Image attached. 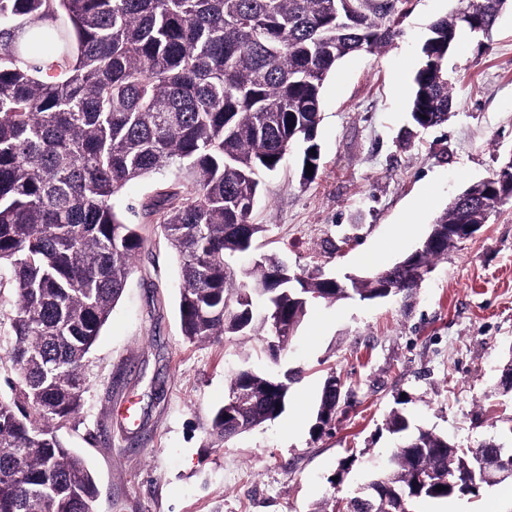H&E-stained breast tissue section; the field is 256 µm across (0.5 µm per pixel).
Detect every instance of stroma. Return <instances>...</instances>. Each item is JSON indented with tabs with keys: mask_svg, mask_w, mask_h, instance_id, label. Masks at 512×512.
Masks as SVG:
<instances>
[{
	"mask_svg": "<svg viewBox=\"0 0 512 512\" xmlns=\"http://www.w3.org/2000/svg\"><path fill=\"white\" fill-rule=\"evenodd\" d=\"M454 0H405L391 45L348 56L322 88L315 179L299 155L261 176L251 221L260 254L298 273L367 275L368 254L399 238L392 265L415 250L433 219L512 152V7L487 36L462 34L448 58L454 107L445 124L411 133L413 78L428 24ZM436 200L419 209L427 192ZM87 362L79 415L63 429L96 474L94 512H318L388 466L399 411L475 448L512 444V204L456 241L419 288L388 300L316 301L287 348L270 357L253 336L217 345L182 336L178 263L155 225ZM244 369L297 371L276 420L223 442L212 413ZM344 383L324 433L313 425L328 375ZM512 481L478 496L423 501L410 512H512Z\"/></svg>",
	"mask_w": 512,
	"mask_h": 512,
	"instance_id": "obj_1",
	"label": "stroma"
}]
</instances>
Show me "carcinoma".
Wrapping results in <instances>:
<instances>
[{
    "label": "carcinoma",
    "mask_w": 512,
    "mask_h": 512,
    "mask_svg": "<svg viewBox=\"0 0 512 512\" xmlns=\"http://www.w3.org/2000/svg\"><path fill=\"white\" fill-rule=\"evenodd\" d=\"M508 0H456L433 21L414 77L412 126L444 123L453 99L446 69L460 32L486 36ZM395 4L373 0H0V287L13 290L14 342L4 359L18 374L0 394V512H94L99 490L85 459L59 435L81 411L87 354L121 298L144 248L118 209L132 180L165 174L143 205L174 250L184 338L221 343L258 336L271 352L277 309L296 328L314 300L384 299L377 268L338 288L322 274L275 278L267 256L234 265L264 232L250 216L260 176L291 150L321 161V90L339 62L390 44ZM66 27L50 21L58 13ZM56 58L47 81L28 60L29 42ZM474 193L438 216L410 254L432 269L460 235L448 227L487 223L503 198ZM250 292L263 310L238 302ZM296 373L242 370L212 416L227 441L225 408L246 432L278 418ZM245 391L252 403H236ZM340 397L322 391L313 431ZM397 439L390 470L366 483L391 487L371 512L406 501L448 500L487 486L477 459L401 412L386 419ZM444 490L439 491L437 487Z\"/></svg>",
    "instance_id": "obj_1"
}]
</instances>
